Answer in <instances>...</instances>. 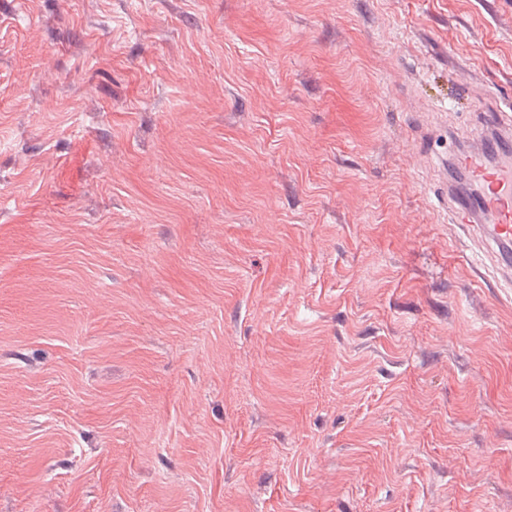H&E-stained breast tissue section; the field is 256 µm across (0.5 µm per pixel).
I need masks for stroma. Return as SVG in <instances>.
<instances>
[{"mask_svg": "<svg viewBox=\"0 0 512 512\" xmlns=\"http://www.w3.org/2000/svg\"><path fill=\"white\" fill-rule=\"evenodd\" d=\"M475 90L512 0H0V512H512Z\"/></svg>", "mask_w": 512, "mask_h": 512, "instance_id": "35a3bbf8", "label": "stroma"}]
</instances>
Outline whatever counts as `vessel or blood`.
<instances>
[{"label": "vessel or blood", "mask_w": 512, "mask_h": 512, "mask_svg": "<svg viewBox=\"0 0 512 512\" xmlns=\"http://www.w3.org/2000/svg\"><path fill=\"white\" fill-rule=\"evenodd\" d=\"M477 119L491 128V135L466 138L462 151L447 160L468 171L477 192L463 195L449 185L437 200L453 223L481 242L483 258L512 288V154L502 152L512 141V114L493 107L480 111Z\"/></svg>", "instance_id": "1"}]
</instances>
